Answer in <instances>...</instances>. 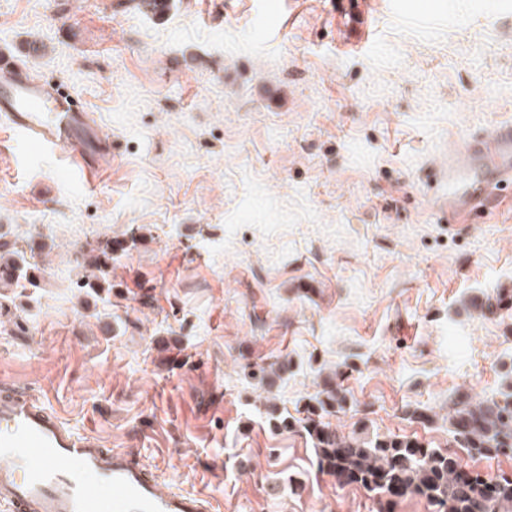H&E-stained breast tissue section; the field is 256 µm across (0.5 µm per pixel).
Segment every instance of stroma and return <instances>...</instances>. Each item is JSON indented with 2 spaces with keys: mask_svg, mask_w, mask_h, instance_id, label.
Returning a JSON list of instances; mask_svg holds the SVG:
<instances>
[{
  "mask_svg": "<svg viewBox=\"0 0 512 512\" xmlns=\"http://www.w3.org/2000/svg\"><path fill=\"white\" fill-rule=\"evenodd\" d=\"M281 2L260 37V0H0V53L112 137L80 187L0 126V226L49 246L0 319V388L216 512H378L274 419L335 377L357 409L331 426L445 450L447 424L410 411L501 389L512 308L478 305L512 293V193L448 224L429 174L512 120V0ZM104 237L112 290L80 294Z\"/></svg>",
  "mask_w": 512,
  "mask_h": 512,
  "instance_id": "35a3bbf8",
  "label": "stroma"
}]
</instances>
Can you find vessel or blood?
<instances>
[{
	"label": "vessel or blood",
	"instance_id": "vessel-or-blood-1",
	"mask_svg": "<svg viewBox=\"0 0 512 512\" xmlns=\"http://www.w3.org/2000/svg\"><path fill=\"white\" fill-rule=\"evenodd\" d=\"M0 121L30 151L62 150L66 173L86 181L106 170L112 139L73 93L36 79L9 55L0 56ZM512 184V122L470 136L449 151L437 174L434 207L469 219L492 208L501 185ZM0 506L7 512H214L209 496L162 491L131 450L100 447L72 432L35 395L0 392Z\"/></svg>",
	"mask_w": 512,
	"mask_h": 512
}]
</instances>
